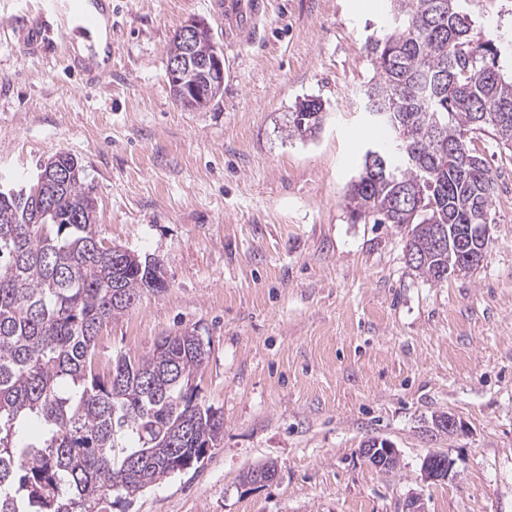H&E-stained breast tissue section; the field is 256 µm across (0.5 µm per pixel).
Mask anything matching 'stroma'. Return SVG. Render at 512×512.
<instances>
[{
  "mask_svg": "<svg viewBox=\"0 0 512 512\" xmlns=\"http://www.w3.org/2000/svg\"><path fill=\"white\" fill-rule=\"evenodd\" d=\"M205 20L224 54L222 94L180 107L168 46ZM388 0H268L256 36L230 45L222 0H112V76L88 85L75 40L42 24L38 0H0V180L24 185L57 152L93 186L97 229L160 265L164 288L103 325L100 369L185 330L210 343L199 397L224 416L200 466L112 512H512V151L474 146L495 190L490 244L468 274L433 283L407 264V230L353 222L345 193L373 128L366 40ZM314 138L288 134L307 97ZM457 430H431L440 413ZM398 450L371 466L368 439ZM432 452L447 475L425 479ZM275 463L262 487L250 467ZM324 112V104L319 98L301 100L288 115L289 136H313L321 127Z\"/></svg>",
  "mask_w": 512,
  "mask_h": 512,
  "instance_id": "stroma-1",
  "label": "stroma"
}]
</instances>
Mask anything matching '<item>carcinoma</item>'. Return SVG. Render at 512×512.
Here are the masks:
<instances>
[{"label":"carcinoma","mask_w":512,"mask_h":512,"mask_svg":"<svg viewBox=\"0 0 512 512\" xmlns=\"http://www.w3.org/2000/svg\"><path fill=\"white\" fill-rule=\"evenodd\" d=\"M470 0H391V28L367 40L376 70L364 104L388 112L399 162L364 156L347 190L351 219L408 228V264L436 283L472 248L476 269L489 242L494 180L472 140L486 132L512 148V70L503 34L473 35ZM325 112L318 98L288 115V135L313 136ZM65 186L52 190L48 224L23 223L26 204L0 195V512H110L114 494L133 497L202 463L224 418L199 401L195 376L209 343L194 332L163 337L152 353L95 365L102 326L159 289L157 265L118 264L98 237L84 168L68 152ZM445 232L444 248L434 247Z\"/></svg>","instance_id":"1"}]
</instances>
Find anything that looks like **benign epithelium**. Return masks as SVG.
Instances as JSON below:
<instances>
[{
	"instance_id": "obj_1",
	"label": "benign epithelium",
	"mask_w": 512,
	"mask_h": 512,
	"mask_svg": "<svg viewBox=\"0 0 512 512\" xmlns=\"http://www.w3.org/2000/svg\"><path fill=\"white\" fill-rule=\"evenodd\" d=\"M168 77L176 101L189 108L199 91L219 95L224 87V55L217 46L210 26L201 19L187 21L179 29L168 54ZM67 177L65 167L52 157L40 165L39 187L57 186ZM363 457L376 468H387L397 459L395 448L364 445Z\"/></svg>"
}]
</instances>
